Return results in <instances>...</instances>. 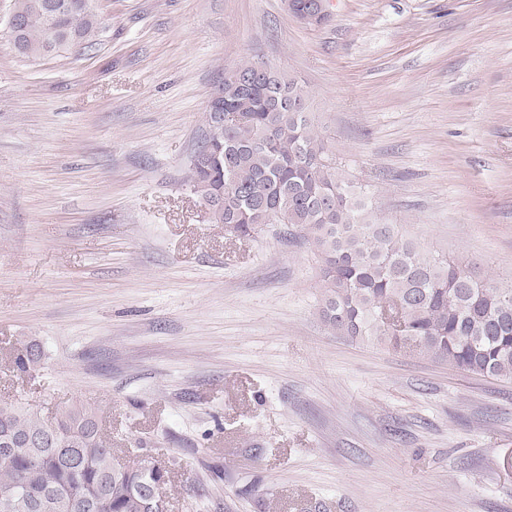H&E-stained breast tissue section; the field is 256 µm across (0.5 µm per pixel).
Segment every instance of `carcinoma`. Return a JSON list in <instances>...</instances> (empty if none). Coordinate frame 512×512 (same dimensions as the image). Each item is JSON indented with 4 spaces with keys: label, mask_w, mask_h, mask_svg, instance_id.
<instances>
[{
    "label": "carcinoma",
    "mask_w": 512,
    "mask_h": 512,
    "mask_svg": "<svg viewBox=\"0 0 512 512\" xmlns=\"http://www.w3.org/2000/svg\"><path fill=\"white\" fill-rule=\"evenodd\" d=\"M14 9L22 26L7 31V41L28 60L73 46L92 50L103 30L92 0H14ZM262 65L246 58L224 71L213 96L224 103V127H208L191 159L192 185L212 203L210 223L246 235L284 212L321 258L320 315L332 333L376 337L467 374L512 380V286L420 250L376 216L329 161L308 91L274 68L250 80ZM39 362L28 347L12 359L24 376ZM54 420L81 468L71 470L49 441L39 448L17 443L13 463L0 467V493L16 496L0 512H65L61 501L74 490L93 512H154L152 497L168 481L164 465L144 476L115 471L112 440L90 407H62ZM46 427L37 413L0 403V438L41 435Z\"/></svg>",
    "instance_id": "1"
}]
</instances>
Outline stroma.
<instances>
[{
  "label": "stroma",
  "mask_w": 512,
  "mask_h": 512,
  "mask_svg": "<svg viewBox=\"0 0 512 512\" xmlns=\"http://www.w3.org/2000/svg\"><path fill=\"white\" fill-rule=\"evenodd\" d=\"M95 49L0 35V402L94 408L168 512H512V381L320 317L285 224L190 181L225 69L303 81L332 163L423 251L512 282V0H93ZM42 352L17 374L18 349Z\"/></svg>",
  "instance_id": "obj_1"
}]
</instances>
